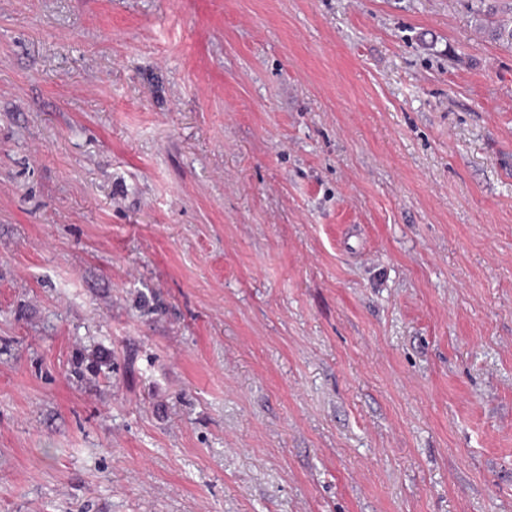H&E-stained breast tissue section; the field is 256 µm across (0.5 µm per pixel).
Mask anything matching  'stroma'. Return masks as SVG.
I'll use <instances>...</instances> for the list:
<instances>
[{"instance_id": "obj_1", "label": "stroma", "mask_w": 512, "mask_h": 512, "mask_svg": "<svg viewBox=\"0 0 512 512\" xmlns=\"http://www.w3.org/2000/svg\"><path fill=\"white\" fill-rule=\"evenodd\" d=\"M512 0H0V512H512Z\"/></svg>"}]
</instances>
